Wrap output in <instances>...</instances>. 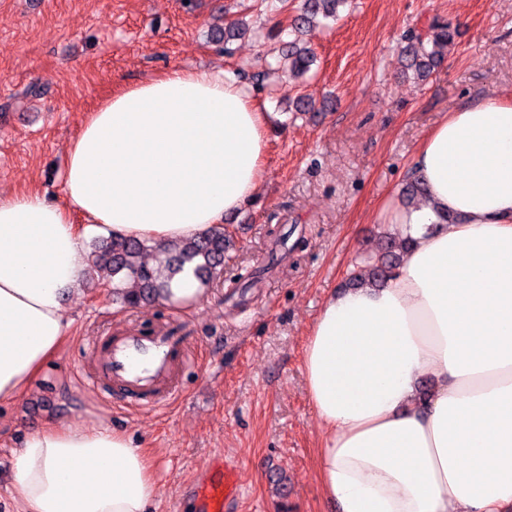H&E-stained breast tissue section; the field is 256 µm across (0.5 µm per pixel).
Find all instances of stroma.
Returning a JSON list of instances; mask_svg holds the SVG:
<instances>
[{
    "mask_svg": "<svg viewBox=\"0 0 512 512\" xmlns=\"http://www.w3.org/2000/svg\"><path fill=\"white\" fill-rule=\"evenodd\" d=\"M303 0H0V194L63 202L67 152L91 111L124 85L174 67L221 68L270 114L263 181L226 224L223 282L188 306L130 310L86 275L64 301L69 337L27 390L0 405V512H15L14 452L52 423L107 426L148 457V512H194L188 488L215 454L236 468L224 512H337L321 491L325 430L308 401L303 353L330 294L391 232L416 149L443 114L512 94V0H352L311 36L313 78L288 79L284 52ZM449 20L460 35L426 79L404 73L403 34ZM248 23L232 54L211 38ZM37 95H28L30 86ZM313 109L301 112L297 98ZM181 326L178 386L161 408L132 406L100 378L95 339Z\"/></svg>",
    "mask_w": 512,
    "mask_h": 512,
    "instance_id": "stroma-1",
    "label": "stroma"
}]
</instances>
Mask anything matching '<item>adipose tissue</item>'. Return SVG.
Listing matches in <instances>:
<instances>
[{
	"label": "adipose tissue",
	"mask_w": 512,
	"mask_h": 512,
	"mask_svg": "<svg viewBox=\"0 0 512 512\" xmlns=\"http://www.w3.org/2000/svg\"><path fill=\"white\" fill-rule=\"evenodd\" d=\"M267 115L221 69L173 68L117 90L68 151L65 204L0 195V404L59 352L63 299L101 238L180 240L257 195ZM426 201L393 218L414 244L388 285L330 296L304 349L318 459L339 512H512V95L445 114L413 160ZM460 216L439 224L438 215ZM435 385L420 398L416 383ZM17 512H147L157 494L130 438L51 424L15 462Z\"/></svg>",
	"instance_id": "obj_1"
}]
</instances>
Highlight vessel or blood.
I'll list each match as a JSON object with an SVG mask.
<instances>
[{
  "mask_svg": "<svg viewBox=\"0 0 512 512\" xmlns=\"http://www.w3.org/2000/svg\"><path fill=\"white\" fill-rule=\"evenodd\" d=\"M175 347V337L139 330L109 342L101 356L107 374L121 386L127 403L157 408L171 397L159 384L169 372ZM238 490L236 474L228 467L222 479L199 484L191 494L200 499L201 512H224L225 499Z\"/></svg>",
  "mask_w": 512,
  "mask_h": 512,
  "instance_id": "b4317fda",
  "label": "vessel or blood"
}]
</instances>
